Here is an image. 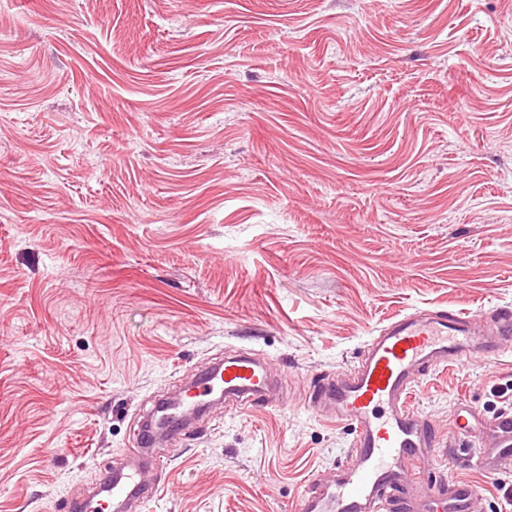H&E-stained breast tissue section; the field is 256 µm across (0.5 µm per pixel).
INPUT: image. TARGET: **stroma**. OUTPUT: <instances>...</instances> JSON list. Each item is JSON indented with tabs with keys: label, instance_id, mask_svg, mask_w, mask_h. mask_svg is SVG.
<instances>
[{
	"label": "stroma",
	"instance_id": "35a3bbf8",
	"mask_svg": "<svg viewBox=\"0 0 512 512\" xmlns=\"http://www.w3.org/2000/svg\"><path fill=\"white\" fill-rule=\"evenodd\" d=\"M512 305V0H0V512H76L158 395L257 354L268 397L154 448L139 512H296L353 444L325 376L422 309ZM413 408L471 512L512 468V350ZM489 433L494 438V447L503 459H512V413L497 414L489 424Z\"/></svg>",
	"mask_w": 512,
	"mask_h": 512
}]
</instances>
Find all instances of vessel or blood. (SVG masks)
<instances>
[{
    "label": "vessel or blood",
    "instance_id": "1",
    "mask_svg": "<svg viewBox=\"0 0 512 512\" xmlns=\"http://www.w3.org/2000/svg\"><path fill=\"white\" fill-rule=\"evenodd\" d=\"M512 338V308L491 312L490 327L452 311H422L394 317L364 348L357 369L327 377L315 387L314 405L332 403L339 418L354 428L353 451L337 467L335 480L308 490L298 512H381L386 503L446 496L449 512H469L474 489L455 482L448 489L425 481L437 461L436 444L410 400L418 383L436 369L467 365L477 352L497 354ZM271 389L265 364L247 354L225 357L221 367L201 375L189 393L172 406L182 417L221 394L240 402L263 397ZM503 459H512V413L489 424ZM139 468L106 478L101 486L113 512H129L143 493Z\"/></svg>",
    "mask_w": 512,
    "mask_h": 512
}]
</instances>
